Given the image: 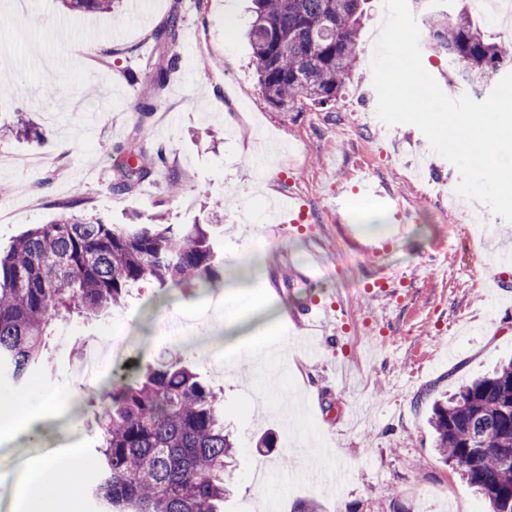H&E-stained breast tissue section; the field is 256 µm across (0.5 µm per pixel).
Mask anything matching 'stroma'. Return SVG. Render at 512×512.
Segmentation results:
<instances>
[{"label":"stroma","instance_id":"obj_1","mask_svg":"<svg viewBox=\"0 0 512 512\" xmlns=\"http://www.w3.org/2000/svg\"><path fill=\"white\" fill-rule=\"evenodd\" d=\"M252 0H123L117 13H68L59 0H0L10 26L0 38V123L26 112L40 139L0 137V251L74 203V215L113 224L209 220L221 255L214 288H177L167 295L133 291L124 308L87 320L58 321L43 363L17 385L0 370V424L41 416L40 434H0V512H15L16 479L36 460L55 459L80 493L79 512H96L90 488L98 477L101 390L145 372L173 353L195 367L224 400V426L236 439L232 496L226 512H486L485 500L438 457L427 427L434 396L512 357V297L493 281L501 267L490 248L500 237L512 253V223L481 209L449 211L458 169L431 152L412 125H378L370 63L383 20L371 0L354 75L336 106L273 109L258 86L246 31ZM183 16L182 59L168 87L153 97L160 64L152 31L172 13ZM233 29H226V21ZM424 68L453 96L488 98L497 80L468 83L447 58L423 50ZM233 69L237 85L224 79ZM135 72L130 83L127 72ZM152 98L138 123L135 106ZM129 142L162 145L166 163L153 182L124 195L111 186L117 156ZM369 170L391 196L354 191L353 175ZM182 185L162 209L170 179ZM303 198L306 223L284 225L254 247L266 223L264 201ZM350 200L347 216L336 198ZM382 217L374 235L366 213ZM385 242L370 256L367 244ZM321 262L312 285L279 287L286 266ZM385 279L392 300H376L365 284ZM335 304L347 326L340 338L318 337L316 352L297 349L295 315L311 299ZM179 317L191 332L158 339V323ZM125 336V361L106 365L101 383L82 385L74 372L88 345ZM264 353H257V346ZM274 449L258 453L262 435ZM310 477L292 480L297 457ZM344 468L336 487L321 477Z\"/></svg>","mask_w":512,"mask_h":512}]
</instances>
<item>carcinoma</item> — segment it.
Segmentation results:
<instances>
[{"label":"carcinoma","instance_id":"1","mask_svg":"<svg viewBox=\"0 0 512 512\" xmlns=\"http://www.w3.org/2000/svg\"><path fill=\"white\" fill-rule=\"evenodd\" d=\"M249 40L257 84L274 108L310 104L330 110L359 59L367 0H253ZM423 4L430 50L456 64L463 78L482 79L512 62L504 41L483 31L471 13ZM67 11L112 13L118 0H60ZM180 18L171 14L153 37L168 57L155 68L164 88L181 61ZM41 138L17 116L4 127ZM112 191L128 194L152 180L165 148L130 144ZM217 260L207 224H108L74 215L36 225L0 255V368L24 383L41 364L52 327L63 316H95L126 305L148 285L213 288ZM103 468L93 488L100 512H224L236 444L224 432L219 396L182 359L161 361L107 392ZM428 425L435 448L488 501L512 512V360L450 396L434 398Z\"/></svg>","mask_w":512,"mask_h":512}]
</instances>
